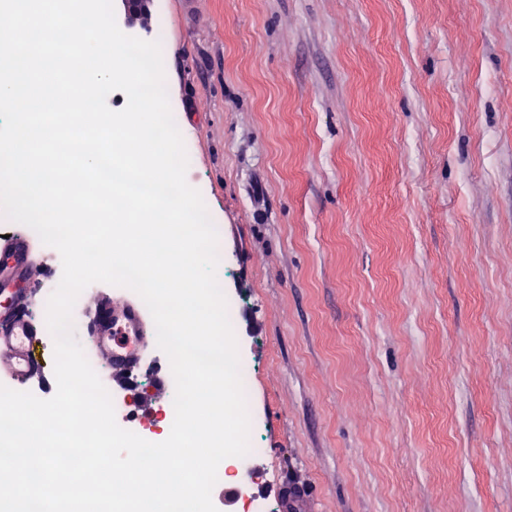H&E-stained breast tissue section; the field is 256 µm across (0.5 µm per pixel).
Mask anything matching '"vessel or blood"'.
Segmentation results:
<instances>
[{"instance_id": "vessel-or-blood-1", "label": "vessel or blood", "mask_w": 512, "mask_h": 512, "mask_svg": "<svg viewBox=\"0 0 512 512\" xmlns=\"http://www.w3.org/2000/svg\"><path fill=\"white\" fill-rule=\"evenodd\" d=\"M33 247L21 235L0 244V352L10 378L20 387L46 383L44 367L32 352L38 328L27 311V299L13 285L32 264ZM86 323L90 345L108 359L118 383L133 386L145 366L144 343L148 335L140 306L127 303L122 309L104 302L89 310Z\"/></svg>"}]
</instances>
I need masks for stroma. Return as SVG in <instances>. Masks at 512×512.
Here are the masks:
<instances>
[{
  "mask_svg": "<svg viewBox=\"0 0 512 512\" xmlns=\"http://www.w3.org/2000/svg\"><path fill=\"white\" fill-rule=\"evenodd\" d=\"M261 451L218 512H512V0H154ZM61 257L34 243L39 301ZM168 364L138 376L152 427Z\"/></svg>",
  "mask_w": 512,
  "mask_h": 512,
  "instance_id": "stroma-1",
  "label": "stroma"
}]
</instances>
